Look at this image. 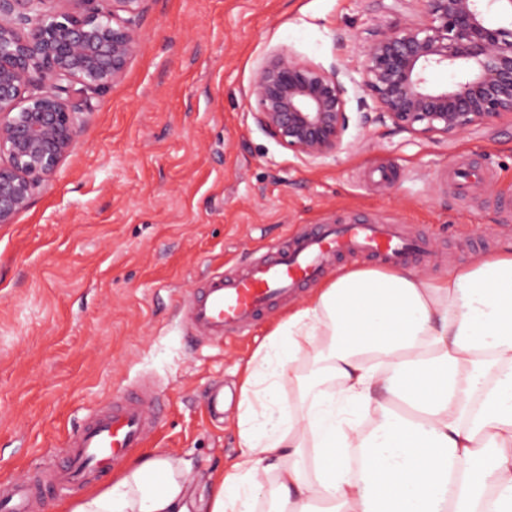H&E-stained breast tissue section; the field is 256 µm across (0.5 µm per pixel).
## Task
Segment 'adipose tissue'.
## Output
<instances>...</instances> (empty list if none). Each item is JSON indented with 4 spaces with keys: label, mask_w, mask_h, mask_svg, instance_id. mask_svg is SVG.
Masks as SVG:
<instances>
[{
    "label": "adipose tissue",
    "mask_w": 512,
    "mask_h": 512,
    "mask_svg": "<svg viewBox=\"0 0 512 512\" xmlns=\"http://www.w3.org/2000/svg\"><path fill=\"white\" fill-rule=\"evenodd\" d=\"M239 454L195 499L141 455L63 512H512V250L447 276L341 269L245 364Z\"/></svg>",
    "instance_id": "ef3b65f1"
}]
</instances>
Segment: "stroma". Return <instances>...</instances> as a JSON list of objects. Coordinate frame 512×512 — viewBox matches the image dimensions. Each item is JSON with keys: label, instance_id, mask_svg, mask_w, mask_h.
Returning a JSON list of instances; mask_svg holds the SVG:
<instances>
[{"label": "stroma", "instance_id": "obj_1", "mask_svg": "<svg viewBox=\"0 0 512 512\" xmlns=\"http://www.w3.org/2000/svg\"><path fill=\"white\" fill-rule=\"evenodd\" d=\"M422 17L421 0H146L124 78L92 97L75 149L0 224V482L60 466L68 431L142 376L159 380L163 417L131 456L224 468L239 452L241 367L309 291L220 342L195 339L182 306L265 246L365 215L423 236L406 268L439 278L512 243V208L493 202L512 196V117L447 140L365 117L362 44ZM280 49L346 72L335 156L301 160L258 126L246 93ZM466 162L492 179L462 197L442 175ZM212 388L220 422L204 409Z\"/></svg>", "mask_w": 512, "mask_h": 512}]
</instances>
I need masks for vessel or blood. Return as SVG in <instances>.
Instances as JSON below:
<instances>
[{
  "label": "vessel or blood",
  "mask_w": 512,
  "mask_h": 512,
  "mask_svg": "<svg viewBox=\"0 0 512 512\" xmlns=\"http://www.w3.org/2000/svg\"><path fill=\"white\" fill-rule=\"evenodd\" d=\"M425 243L405 236L394 224H322L315 230L267 246L244 269L207 277L186 297L183 308L200 338L222 341L228 333L244 336L277 301L288 299L318 278L333 260L371 256L401 265ZM160 418L150 389L121 393L107 409L67 436L66 460L48 478L29 474L0 484V512H36L45 489L84 483L118 464L139 447Z\"/></svg>",
  "instance_id": "1"
}]
</instances>
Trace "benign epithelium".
Instances as JSON below:
<instances>
[{
  "mask_svg": "<svg viewBox=\"0 0 512 512\" xmlns=\"http://www.w3.org/2000/svg\"><path fill=\"white\" fill-rule=\"evenodd\" d=\"M145 0H0V224H10L75 148L83 132L76 93L116 83L141 51ZM425 20L363 46L360 86L378 119L424 138L461 135L512 116V0H421ZM508 20L490 25L486 15ZM459 74L435 88L428 72ZM37 84L36 93L28 92ZM341 70L281 50L249 88L259 126L314 162L345 148Z\"/></svg>",
  "mask_w": 512,
  "mask_h": 512,
  "instance_id": "obj_1",
  "label": "benign epithelium"
}]
</instances>
